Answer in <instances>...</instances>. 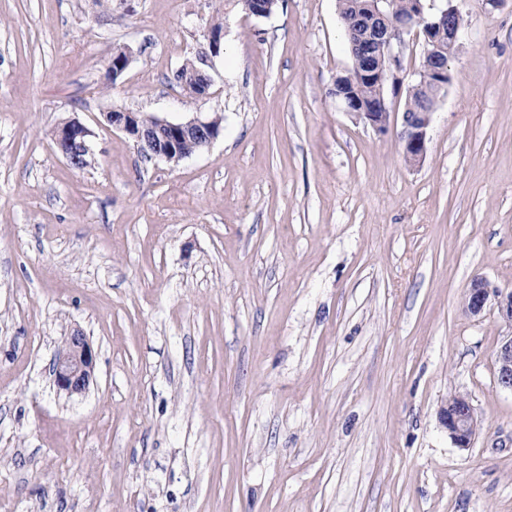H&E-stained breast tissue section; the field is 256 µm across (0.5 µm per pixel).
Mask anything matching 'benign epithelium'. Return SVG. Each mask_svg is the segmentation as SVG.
Instances as JSON below:
<instances>
[{
	"mask_svg": "<svg viewBox=\"0 0 512 512\" xmlns=\"http://www.w3.org/2000/svg\"><path fill=\"white\" fill-rule=\"evenodd\" d=\"M367 3L363 27L347 30L348 38L362 47L364 66L349 81L337 84L332 94L354 120L363 121L377 132L384 133L391 120L388 99L369 102L357 92V86L386 79L391 82L393 92H398L403 84L402 47L405 36L418 26L422 27L427 42L435 30L448 27V55H453L462 30L457 23L460 9L458 0H413L410 14L397 18L389 14L386 8L388 0H367ZM130 62L128 49H116L106 63L105 75L112 78V82H117L129 68ZM449 81L448 60L443 58H432L424 69L417 72L416 82L430 83L440 93L447 88ZM105 120L136 144L151 149V157L167 162L184 158L182 145L186 139H193L197 147L203 150L222 132V128L215 125L209 116L202 114L182 121L157 116L153 124L144 126L139 123L136 113L115 110L107 113ZM400 120V140L405 161L410 166L417 165L428 152L433 113L403 111ZM89 135V129L74 119L59 128L54 141L58 146L63 143L78 144L90 153ZM490 304L496 306L503 321L512 325V290L505 292L492 288L481 278L473 280L464 297L465 311L472 317H478ZM494 364L498 385L512 391V336L496 350ZM95 365L96 353L89 338L76 328L66 336L63 347L53 360L54 383L70 396L81 395L93 381ZM439 419L456 447H470L479 421L467 396L456 394L448 399L440 409Z\"/></svg>",
	"mask_w": 512,
	"mask_h": 512,
	"instance_id": "1",
	"label": "benign epithelium"
}]
</instances>
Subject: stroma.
<instances>
[{
	"label": "stroma",
	"instance_id": "stroma-1",
	"mask_svg": "<svg viewBox=\"0 0 512 512\" xmlns=\"http://www.w3.org/2000/svg\"><path fill=\"white\" fill-rule=\"evenodd\" d=\"M459 8L411 166L398 126L331 93L337 0H0V512H512V325L463 309L473 279L512 290V0ZM188 60L207 97L177 85ZM113 110L223 132L147 159ZM72 118L82 170L53 141ZM76 328L82 397L50 372ZM454 393L480 422L465 450L437 416ZM131 62V54L127 48H118L108 59L106 63V72L109 78H112V82L116 83L122 78L126 70L129 68ZM89 135V129L84 124L74 119L71 120L69 124L59 128L54 136V141L62 156L66 160L73 162L71 155L62 149L61 144H78L89 154H92L91 140L88 138ZM498 385L512 391V336L506 339L494 354Z\"/></svg>",
	"mask_w": 512,
	"mask_h": 512
}]
</instances>
